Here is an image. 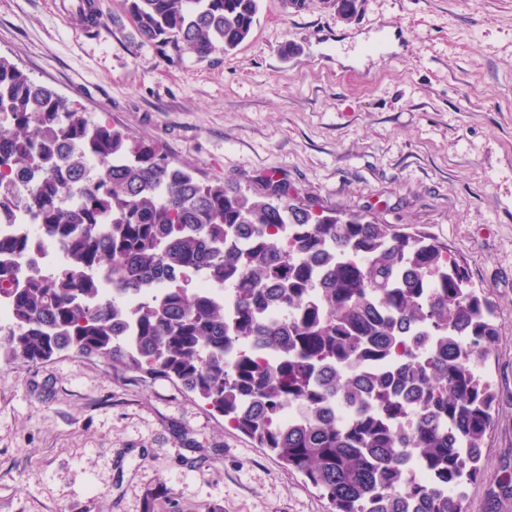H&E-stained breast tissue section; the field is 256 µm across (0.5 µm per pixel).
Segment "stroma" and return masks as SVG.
Listing matches in <instances>:
<instances>
[{"label":"stroma","instance_id":"35a3bbf8","mask_svg":"<svg viewBox=\"0 0 512 512\" xmlns=\"http://www.w3.org/2000/svg\"><path fill=\"white\" fill-rule=\"evenodd\" d=\"M0 0V56L205 181L358 212L447 244L494 304L484 480L512 448V0H261L234 54L164 59L117 0ZM180 386L74 353L0 369V512H330Z\"/></svg>","mask_w":512,"mask_h":512}]
</instances>
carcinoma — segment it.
<instances>
[{"instance_id": "obj_1", "label": "carcinoma", "mask_w": 512, "mask_h": 512, "mask_svg": "<svg viewBox=\"0 0 512 512\" xmlns=\"http://www.w3.org/2000/svg\"><path fill=\"white\" fill-rule=\"evenodd\" d=\"M349 20L358 0H324ZM135 35L202 61L249 39L260 0H122ZM0 363L61 352L164 378L208 401L322 491L333 512H464L496 394L473 361L498 331L448 247L358 213L197 179L0 56ZM173 270L181 278L158 288ZM210 279L224 299L196 288ZM270 351L265 365L254 346ZM487 512L512 502V452Z\"/></svg>"}]
</instances>
